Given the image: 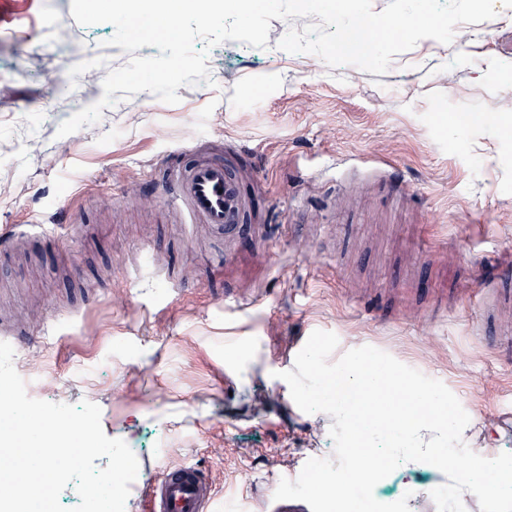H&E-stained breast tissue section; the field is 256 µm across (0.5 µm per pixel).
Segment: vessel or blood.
<instances>
[{"mask_svg":"<svg viewBox=\"0 0 512 512\" xmlns=\"http://www.w3.org/2000/svg\"><path fill=\"white\" fill-rule=\"evenodd\" d=\"M179 165L163 185L167 209L180 214L182 223L206 224L232 253L241 236L259 237V226L248 223L250 198L244 184L223 162L206 156L187 160L186 149H176ZM52 235L46 224H19L12 240L36 245ZM493 288L482 296L483 304H512V266L500 263L492 274ZM214 487L207 472L196 462L183 461L163 468L146 498L147 512H213Z\"/></svg>","mask_w":512,"mask_h":512,"instance_id":"b4317fda","label":"vessel or blood"}]
</instances>
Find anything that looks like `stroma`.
Instances as JSON below:
<instances>
[{"label": "stroma", "instance_id": "stroma-1", "mask_svg": "<svg viewBox=\"0 0 512 512\" xmlns=\"http://www.w3.org/2000/svg\"><path fill=\"white\" fill-rule=\"evenodd\" d=\"M114 34L78 25L71 0H0V233L30 219L62 227L0 252V314L58 333L14 355L28 395L99 405L143 479L192 459L217 503L271 512L281 479L334 453L332 417L301 411L280 377L294 338L323 330L338 352L370 345L441 381L477 453L512 452V364L478 331L485 283L472 277L512 260V7L456 25L451 43L420 41L381 75L228 40L209 52L213 85L179 87L174 105L141 92L57 137L103 95L74 77L128 63ZM184 144L235 167L256 154L246 178L269 232L222 269L207 230L186 235L161 196L165 159ZM358 157L399 169L408 196L349 170ZM302 211L310 227L290 236ZM85 284L97 289L88 303ZM228 288L261 303L225 309ZM415 469L375 495L437 512L430 492L446 476Z\"/></svg>", "mask_w": 512, "mask_h": 512}]
</instances>
